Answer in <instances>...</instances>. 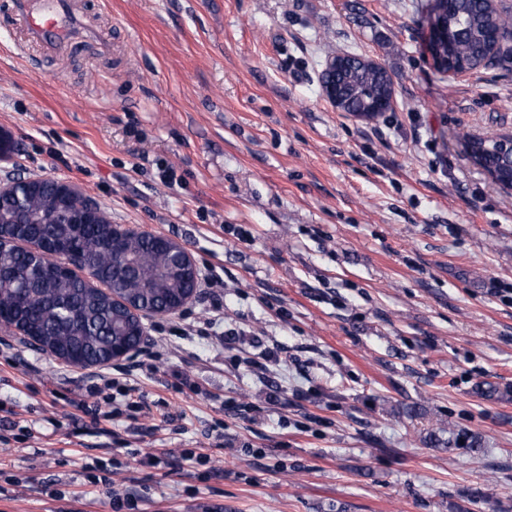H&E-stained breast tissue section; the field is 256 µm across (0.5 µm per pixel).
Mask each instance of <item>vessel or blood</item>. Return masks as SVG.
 Masks as SVG:
<instances>
[{"label":"vessel or blood","mask_w":512,"mask_h":512,"mask_svg":"<svg viewBox=\"0 0 512 512\" xmlns=\"http://www.w3.org/2000/svg\"><path fill=\"white\" fill-rule=\"evenodd\" d=\"M11 2L27 45L55 53L79 43L95 44L102 51L107 48L98 28L75 7L73 0Z\"/></svg>","instance_id":"b4317fda"}]
</instances>
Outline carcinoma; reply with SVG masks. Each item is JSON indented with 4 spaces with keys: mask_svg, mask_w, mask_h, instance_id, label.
<instances>
[{
    "mask_svg": "<svg viewBox=\"0 0 512 512\" xmlns=\"http://www.w3.org/2000/svg\"><path fill=\"white\" fill-rule=\"evenodd\" d=\"M512 29V13L498 9L496 0H449L442 5V32L437 53L443 64L458 70L484 67L492 35ZM340 108L371 112L392 91L387 71L373 68L360 55L345 54L336 68ZM472 158L500 183H512V153L484 140L472 144ZM16 229L14 240L0 246V266L9 275L0 279V325L25 337L38 336L47 354H74L79 366L104 361L112 345L129 342L137 326L112 302L121 289L143 306L165 311L183 281L172 271L171 258L158 250L149 233L124 244L126 257L112 255V224H74L49 184L32 196L26 210L13 200L0 199V225ZM44 240L63 244L62 251L81 258L96 279L89 284L80 272L57 266L32 248Z\"/></svg>",
    "mask_w": 512,
    "mask_h": 512,
    "instance_id": "carcinoma-1",
    "label": "carcinoma"
}]
</instances>
